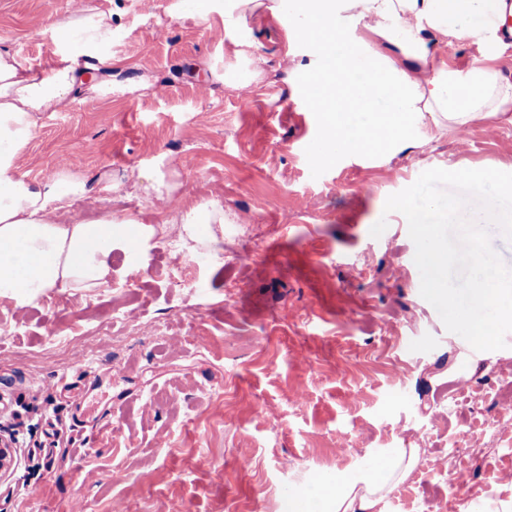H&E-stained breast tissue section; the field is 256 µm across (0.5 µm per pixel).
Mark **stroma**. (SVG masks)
Masks as SVG:
<instances>
[{"instance_id":"obj_1","label":"stroma","mask_w":512,"mask_h":512,"mask_svg":"<svg viewBox=\"0 0 512 512\" xmlns=\"http://www.w3.org/2000/svg\"><path fill=\"white\" fill-rule=\"evenodd\" d=\"M114 13L113 68L157 92L107 101L77 90L48 112L21 159L43 181L69 169L135 181L142 161L181 162L169 209L224 203V249H198L170 276L177 235H160L142 269L123 251L93 296L49 293L41 308L0 299V512H317L336 475L391 448H422L384 512H491L512 505V332L477 351L420 294L415 245L388 196L429 169L512 172V122L437 129L413 146L317 164L320 117L300 78L307 46L289 11L231 23L171 19L170 0H94ZM72 0H0V39L37 69L55 51L51 19ZM224 33L223 41L211 29ZM265 65L246 89L203 69H242L238 42ZM430 59L494 61L512 81V46L428 38ZM386 220V230L371 236ZM122 430L115 439L114 430ZM480 444L466 459L460 438ZM471 480L449 492L447 473Z\"/></svg>"}]
</instances>
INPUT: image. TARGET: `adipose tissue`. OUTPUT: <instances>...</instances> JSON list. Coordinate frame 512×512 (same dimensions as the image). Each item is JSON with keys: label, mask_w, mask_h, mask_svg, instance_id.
I'll list each match as a JSON object with an SVG mask.
<instances>
[{"label": "adipose tissue", "mask_w": 512, "mask_h": 512, "mask_svg": "<svg viewBox=\"0 0 512 512\" xmlns=\"http://www.w3.org/2000/svg\"><path fill=\"white\" fill-rule=\"evenodd\" d=\"M239 18L292 6L298 36L312 49L302 77L313 111L322 115L319 161L340 153L381 156L410 141L423 113L436 127L493 121L512 110V82L484 61L461 70L444 63L424 73L400 68L373 48V41L395 45L403 54L426 61L424 31L454 41L478 37L499 43L504 0H232ZM50 29L57 40L51 67L33 69L26 58L0 41V298L16 308H36L59 290L90 297L112 278V252L123 248L140 267L157 229L146 213L83 219L73 214L77 200L110 201L127 190L103 173L95 183L62 170L45 181L28 180L21 156L35 137L40 116L66 110L78 88L104 99L146 90L141 79L118 72L93 79L96 62L112 44V13L78 0ZM180 161L165 154L145 162L139 177L150 205L168 204L180 185ZM186 252L219 250L211 227L224 222V206L211 199L173 215ZM421 451L397 448L378 465L337 476L323 512H383L394 487L418 468Z\"/></svg>", "instance_id": "adipose-tissue-1"}]
</instances>
